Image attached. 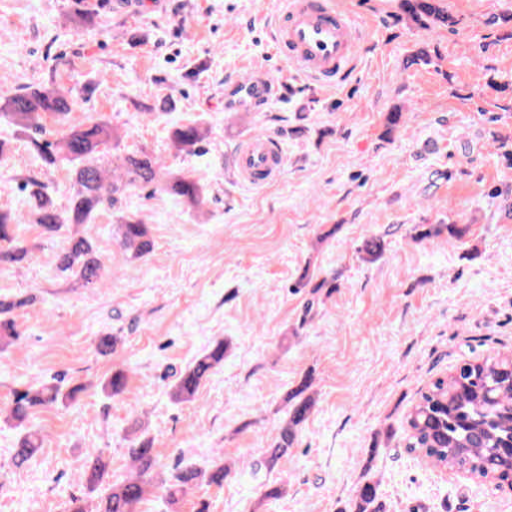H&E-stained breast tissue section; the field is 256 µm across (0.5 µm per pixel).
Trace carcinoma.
<instances>
[{
  "mask_svg": "<svg viewBox=\"0 0 512 512\" xmlns=\"http://www.w3.org/2000/svg\"><path fill=\"white\" fill-rule=\"evenodd\" d=\"M400 8L417 29L444 26L453 30L460 23L448 12L443 0H400ZM72 109V101L54 86H33L23 93L0 98V125L31 131V143L45 165L51 167L65 162L73 166L72 195L63 212L41 183H26L29 198L35 201L31 213L44 232L55 235L68 224H88L107 207L121 208L123 201L140 186L153 185L196 208L205 205L206 190L199 180L187 174L165 173V162L145 150L127 153L119 157L115 166L106 167L104 157L114 136L102 123L91 121L71 126L53 142L41 138L42 116H52L65 124ZM404 126L402 109L395 107L385 114L387 136L400 132ZM209 135V128L197 122H187L173 127L170 140L177 151L191 155L201 148ZM20 222L21 215L0 210V263L18 262L28 253L13 233V225ZM117 228L119 245L130 258L140 260L151 252L153 242L149 227L136 213L122 215ZM444 230L448 232V238L456 240L465 233L457 224H439L418 231L414 239L423 241L438 237ZM57 260L61 272L84 286L98 288L104 285L106 268L86 237L68 235ZM26 303L25 299L0 300L1 345L18 339L12 315ZM223 365L224 341L219 340L207 346L180 374L173 397L178 401L190 400L202 381ZM510 365L512 355L488 356L459 365L448 376L432 382L405 418L407 448L422 452L437 467L503 484L506 476L497 475L496 450L503 439L512 438ZM311 385L312 378L307 375L288 394V422L268 449V465L274 466L288 457L294 443L295 427L308 418L315 405L312 397L304 395ZM102 390L113 399L124 397L128 391L126 372L122 369L112 371L103 382ZM77 391L76 387L66 390L58 382L38 380L16 391L8 412V419L21 429L12 454L15 467L27 466L43 448L41 432L29 421L33 411L48 404L66 406L74 400ZM128 454L132 472L121 481L108 480V463L103 455L87 462L80 472V480L91 504L83 506L80 499L73 497L64 512H137V504L157 484L165 489L168 500L173 502L193 484L222 485L230 473V469L224 467V460L218 458L204 469L186 466L159 478L155 474L153 439L143 433L132 441ZM350 512H385V503L380 499L376 483L366 481L359 485Z\"/></svg>",
  "mask_w": 512,
  "mask_h": 512,
  "instance_id": "carcinoma-1",
  "label": "carcinoma"
}]
</instances>
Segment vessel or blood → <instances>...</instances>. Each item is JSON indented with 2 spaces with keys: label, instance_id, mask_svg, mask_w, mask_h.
<instances>
[{
  "label": "vessel or blood",
  "instance_id": "1",
  "mask_svg": "<svg viewBox=\"0 0 512 512\" xmlns=\"http://www.w3.org/2000/svg\"><path fill=\"white\" fill-rule=\"evenodd\" d=\"M361 39L360 29L334 0H284L273 24V40L289 64L326 85L343 81ZM276 90L271 79L250 73L230 86L225 106L251 111ZM281 162L280 148L268 136L249 139L236 157L241 177L255 186L267 183Z\"/></svg>",
  "mask_w": 512,
  "mask_h": 512
}]
</instances>
